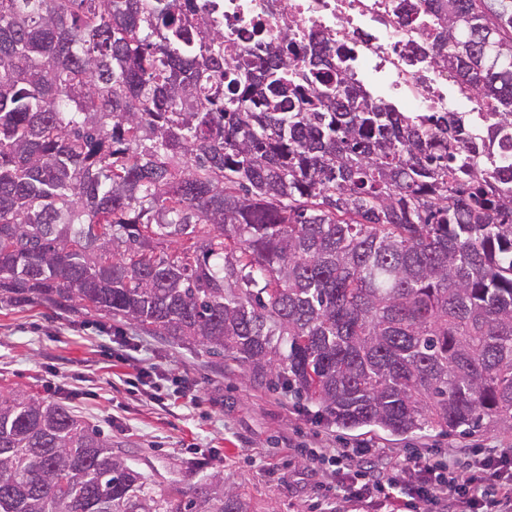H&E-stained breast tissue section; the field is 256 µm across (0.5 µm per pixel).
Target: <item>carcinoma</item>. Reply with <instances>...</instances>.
I'll use <instances>...</instances> for the list:
<instances>
[{
	"mask_svg": "<svg viewBox=\"0 0 512 512\" xmlns=\"http://www.w3.org/2000/svg\"><path fill=\"white\" fill-rule=\"evenodd\" d=\"M213 0H0V304L222 356L345 429L512 426V0H398L494 112L377 103L329 38L257 56ZM0 512H248L158 491L0 388Z\"/></svg>",
	"mask_w": 512,
	"mask_h": 512,
	"instance_id": "carcinoma-1",
	"label": "carcinoma"
}]
</instances>
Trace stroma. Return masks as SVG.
<instances>
[{
  "mask_svg": "<svg viewBox=\"0 0 512 512\" xmlns=\"http://www.w3.org/2000/svg\"><path fill=\"white\" fill-rule=\"evenodd\" d=\"M131 353L155 376L140 378ZM1 386L65 403L111 436L113 453L156 489L223 472L250 512H392L377 493L359 504L328 497L343 474L306 466L319 448L377 449L376 467L401 482L414 479L409 460L416 456L471 459L489 443L512 448V426L492 419L469 434L344 430L319 419L316 406L241 378L233 365H212L201 348L171 347L131 329L121 338L81 312L42 305L0 306Z\"/></svg>",
  "mask_w": 512,
  "mask_h": 512,
  "instance_id": "stroma-1",
  "label": "stroma"
}]
</instances>
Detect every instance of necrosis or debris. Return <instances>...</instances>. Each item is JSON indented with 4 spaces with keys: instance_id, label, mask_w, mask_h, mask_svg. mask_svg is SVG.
Here are the masks:
<instances>
[{
    "instance_id": "4bbe7bcc",
    "label": "necrosis or debris",
    "mask_w": 512,
    "mask_h": 512,
    "mask_svg": "<svg viewBox=\"0 0 512 512\" xmlns=\"http://www.w3.org/2000/svg\"><path fill=\"white\" fill-rule=\"evenodd\" d=\"M393 0H224V40L239 50L276 41L282 18H293V38L315 32L341 37L347 66L363 83L377 87L384 99H396L404 112L491 111L489 102L464 89L448 90L447 71L428 59H410L409 47L425 42L426 30L402 23L392 13Z\"/></svg>"
}]
</instances>
